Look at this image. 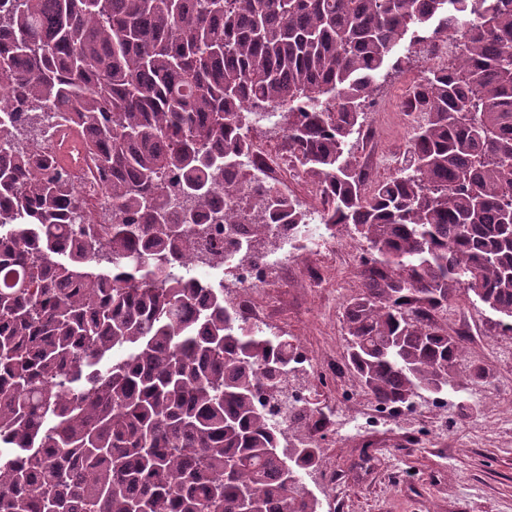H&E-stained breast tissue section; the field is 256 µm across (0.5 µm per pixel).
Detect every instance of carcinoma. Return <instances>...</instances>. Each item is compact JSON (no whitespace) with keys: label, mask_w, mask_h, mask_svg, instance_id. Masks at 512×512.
I'll list each match as a JSON object with an SVG mask.
<instances>
[{"label":"carcinoma","mask_w":512,"mask_h":512,"mask_svg":"<svg viewBox=\"0 0 512 512\" xmlns=\"http://www.w3.org/2000/svg\"><path fill=\"white\" fill-rule=\"evenodd\" d=\"M456 34L409 89L410 159L368 184L352 135L396 47ZM0 512H317L261 391L288 341L205 297L210 225L309 215L228 182L249 124L288 113L321 223L367 244L343 305L347 363L378 402L455 388L461 340L430 319L459 293L512 333V0H6L0 5ZM98 147L103 217L30 164L43 114Z\"/></svg>","instance_id":"1"}]
</instances>
